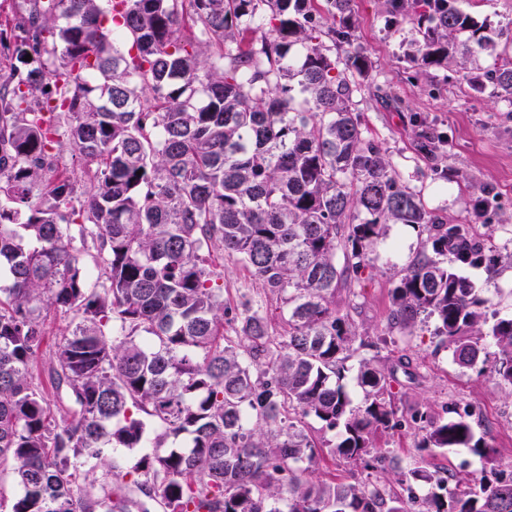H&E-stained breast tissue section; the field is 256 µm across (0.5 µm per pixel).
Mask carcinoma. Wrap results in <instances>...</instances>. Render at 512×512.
Returning a JSON list of instances; mask_svg holds the SVG:
<instances>
[{
	"label": "carcinoma",
	"instance_id": "obj_1",
	"mask_svg": "<svg viewBox=\"0 0 512 512\" xmlns=\"http://www.w3.org/2000/svg\"><path fill=\"white\" fill-rule=\"evenodd\" d=\"M27 2L0 30L13 41L0 71V469L17 487L0 512H512V478L425 460L466 449L495 462L467 413L414 409L421 458L394 474L398 492L374 480L375 438L401 425L393 372L333 298L387 226L424 235L392 288L390 330L433 320L458 366L512 394V316L461 273L497 256L401 185L368 136L354 97L373 67L354 0ZM459 2L383 0L384 26H410L421 68L496 56L470 82L512 106V26ZM415 126L418 153L442 157L448 139ZM65 142L94 165L83 190ZM215 253L279 297L284 333L246 303L236 340L224 336ZM50 311L72 319L50 357L60 415L32 371ZM355 356L356 406L343 383ZM184 433L190 445H173ZM108 448L147 449L132 466L147 500L112 484ZM326 448L367 477L317 479Z\"/></svg>",
	"mask_w": 512,
	"mask_h": 512
}]
</instances>
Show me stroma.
Here are the masks:
<instances>
[{"instance_id": "stroma-1", "label": "stroma", "mask_w": 512, "mask_h": 512, "mask_svg": "<svg viewBox=\"0 0 512 512\" xmlns=\"http://www.w3.org/2000/svg\"><path fill=\"white\" fill-rule=\"evenodd\" d=\"M359 18L357 43L373 63L374 86L362 92L358 108L371 138L387 149L401 182L421 191L427 208L451 224L471 225L476 235L493 246L503 228L512 227V107L490 89H476L471 74L493 67L494 56L481 54L455 66L452 74L435 69H411L405 53L410 30H385L381 0H355ZM384 97H377V90ZM426 117L448 137V156L440 165L422 158L415 149L414 116ZM492 189L499 204L485 217H476L471 195ZM422 248L417 229L390 225L385 240L368 256V267L337 288L336 307L350 314L359 331L386 337L379 361L394 373L392 391L400 412L427 408L446 417L453 406H472L476 436L498 450L494 471L512 476V393L496 379L459 367L434 334L433 322L417 324L412 335L389 330L391 290L399 271ZM224 275V299L231 306L259 301L269 316L279 303L265 296L258 282L232 259L217 263ZM466 276L485 289L500 315H512V261L501 260L494 272L469 268ZM417 429L405 425L378 435L376 444L386 457L387 470L410 467L417 460Z\"/></svg>"}]
</instances>
